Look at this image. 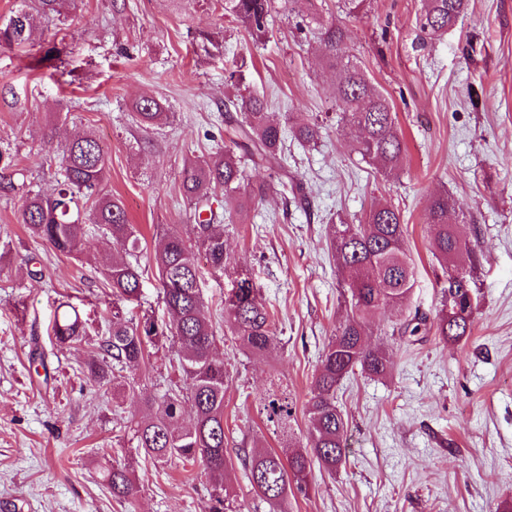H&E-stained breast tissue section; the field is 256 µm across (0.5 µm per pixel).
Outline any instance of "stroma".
Segmentation results:
<instances>
[{
    "instance_id": "1",
    "label": "stroma",
    "mask_w": 512,
    "mask_h": 512,
    "mask_svg": "<svg viewBox=\"0 0 512 512\" xmlns=\"http://www.w3.org/2000/svg\"><path fill=\"white\" fill-rule=\"evenodd\" d=\"M422 0H366L349 13L325 0L324 20L343 26L339 54L366 70L388 96L406 156L381 177L354 151L353 133L336 125L338 72L308 22L274 0L266 41L257 42L224 11V0H80L64 16H37L32 44L0 46V146L17 156L24 181L51 191L61 178L57 142L93 132L106 150L103 193L121 198L140 238L144 274L125 319L167 318L153 264L161 224L195 218L179 188L186 160L227 146L225 104L233 92L227 63H243L238 92H258L291 122L318 120V145L286 143L288 176L303 182L306 203L282 194L278 175L250 170L270 186L266 200L228 226L231 254L260 290L277 337L253 356L224 329V297L236 277L202 266L204 314L229 373L224 428L227 482L241 512H273L252 490L238 458L256 444L277 448L253 409L270 374L287 378L306 429L310 383L319 356L345 313L328 250L332 221L364 220L386 199L407 227L415 265L408 308L434 315L442 271L429 252L424 214L447 193L450 222L475 246V328L464 343L434 335L392 336L393 312L372 317V346L388 349L391 372L346 378L336 404L348 423L343 464L312 470L308 495L285 512H495L512 502V0H470L446 34L429 38L416 17ZM166 104L165 124L139 125L133 101ZM20 197L0 198V512H204L211 480L203 467L140 456L117 416H142L144 404L99 388L84 373L112 326L104 272L121 253L108 230L87 225L78 252L62 254L21 222ZM74 311L90 334L83 350L57 346L54 317ZM51 354L50 382L29 369V355ZM147 394L177 388L174 348L151 351L131 373ZM130 464L138 493L113 498L101 471Z\"/></svg>"
}]
</instances>
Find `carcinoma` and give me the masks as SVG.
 Instances as JSON below:
<instances>
[{"mask_svg": "<svg viewBox=\"0 0 512 512\" xmlns=\"http://www.w3.org/2000/svg\"><path fill=\"white\" fill-rule=\"evenodd\" d=\"M34 2L37 12L60 15L75 0ZM292 2L297 14L315 21L328 62L339 69L333 92L338 124L357 131L356 151L362 159L384 177L393 176L403 161L406 144L392 102L375 89L363 69L337 55V47L346 38L345 30L318 20L321 0ZM468 9L469 0H423L417 25L423 34L439 37ZM224 11L260 39L268 33L272 0H224ZM33 32V14L21 9L0 25V45L26 44ZM133 108L146 128L167 118L161 103L153 97L140 98ZM240 111L243 120L230 129L229 135L230 142L243 154L238 156L226 149L204 163L190 161L180 171L183 196L194 206L195 216L204 212L209 216L191 225V239L179 226H160V244L153 261L168 320L160 324L145 314L134 322H112L100 343L101 361L87 366L96 386H122L148 408V414L126 421L144 457L199 463L208 471L212 484L205 512L239 510L233 491L224 481L229 463L224 431V394L229 375L224 359L214 354L216 336L202 313L196 250L204 252L214 271L223 273L236 264V258L225 247V229L234 223V217L261 202L269 190L266 184L245 187L247 168L251 165L272 170L281 166L286 134L281 116L269 111L265 97L248 93L241 97ZM292 133L299 142L309 145L321 137V126L309 121L292 126ZM17 165L14 154L0 149V195H21V223L33 237L60 253L70 254L81 246L85 226L99 224L111 231L126 253L132 255L139 249V238L128 224L120 198L101 195L87 210L80 205L99 192L106 176L105 154L94 134L86 132L62 146V179L49 194L15 181ZM217 187L224 189L222 212L212 208L211 191ZM448 206V193L437 194L424 217L430 229V252L445 274L450 268L467 269L466 259L472 253L469 242L448 223ZM405 235L401 212L382 200L373 203L362 223L349 224L341 219L330 227L329 248L337 271L350 282V311L336 324L311 380L306 444L289 454L258 449L239 457L256 494L272 506L283 503L292 492L308 495L313 462L333 471L346 459L347 422L336 406L340 382L357 370L374 377H385L390 372L388 352L367 344L372 330L369 316L380 310L403 312L415 283L414 262ZM107 278L115 300L138 297V263L114 259L107 268ZM475 309L472 288H455L447 280L441 308L435 315L429 318L416 312L399 323L396 331L402 338L432 331L443 343L460 342L472 335ZM224 327L252 355L262 356L274 345L271 315L252 281H237L236 288L224 297ZM52 336L60 346L79 347L86 342L87 331L79 315L65 311L54 318ZM168 341L176 347L183 385L159 397L137 391L122 371L145 363L150 347ZM187 399L194 408L189 420L183 411ZM254 409L281 447L293 446L297 439V397L288 382L271 379L268 389L255 400ZM104 481L112 495L123 500L133 499L138 492L134 471L124 464H111Z\"/></svg>", "mask_w": 512, "mask_h": 512, "instance_id": "obj_1", "label": "carcinoma"}]
</instances>
